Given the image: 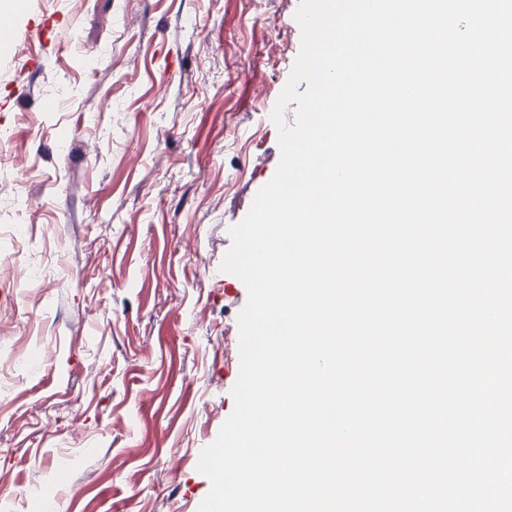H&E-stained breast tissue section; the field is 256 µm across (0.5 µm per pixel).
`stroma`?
Instances as JSON below:
<instances>
[{
  "label": "stroma",
  "mask_w": 512,
  "mask_h": 512,
  "mask_svg": "<svg viewBox=\"0 0 512 512\" xmlns=\"http://www.w3.org/2000/svg\"><path fill=\"white\" fill-rule=\"evenodd\" d=\"M296 10L28 0L15 15L23 34L59 22L25 58L0 47V512H198L247 301L220 266L280 160Z\"/></svg>",
  "instance_id": "35a3bbf8"
}]
</instances>
